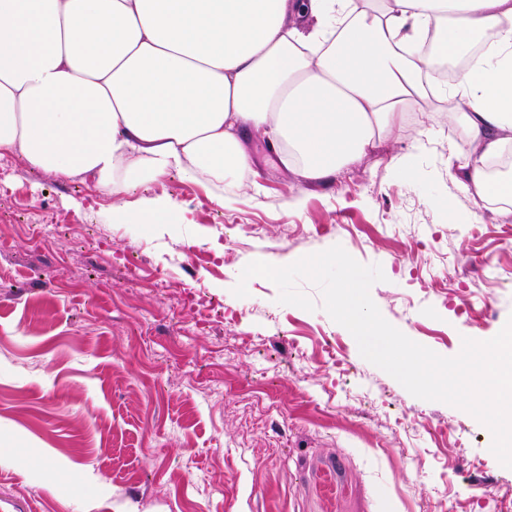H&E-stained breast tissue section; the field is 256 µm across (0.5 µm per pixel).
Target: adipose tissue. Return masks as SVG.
Listing matches in <instances>:
<instances>
[{"label":"adipose tissue","mask_w":512,"mask_h":512,"mask_svg":"<svg viewBox=\"0 0 512 512\" xmlns=\"http://www.w3.org/2000/svg\"><path fill=\"white\" fill-rule=\"evenodd\" d=\"M430 98L468 145L449 176L511 199L485 163L512 145V0H0V157L111 198L239 177L254 134L327 184Z\"/></svg>","instance_id":"1"}]
</instances>
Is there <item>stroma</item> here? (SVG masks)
I'll list each match as a JSON object with an SVG mask.
<instances>
[{"label": "stroma", "mask_w": 512, "mask_h": 512, "mask_svg": "<svg viewBox=\"0 0 512 512\" xmlns=\"http://www.w3.org/2000/svg\"><path fill=\"white\" fill-rule=\"evenodd\" d=\"M452 144L466 157L439 113H415L319 186L258 135L220 203L175 172L115 201L0 157V512H512V469L472 415L412 396L268 280L233 293L252 261L338 244L381 266L371 298L413 341L452 357L494 337L512 215L456 187ZM479 474L500 495L455 500Z\"/></svg>", "instance_id": "35a3bbf8"}]
</instances>
